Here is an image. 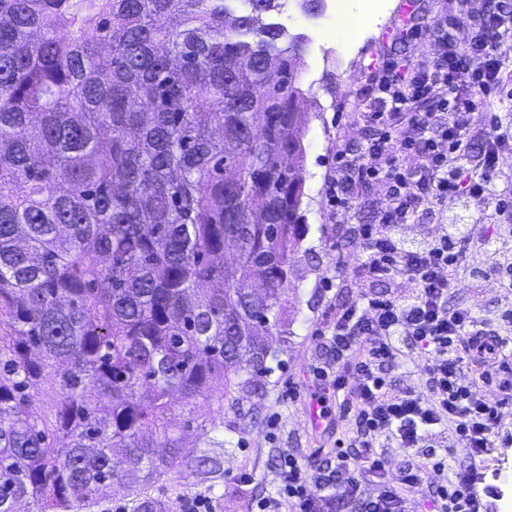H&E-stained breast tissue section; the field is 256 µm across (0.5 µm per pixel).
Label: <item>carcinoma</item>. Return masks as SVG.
<instances>
[{"label":"carcinoma","mask_w":512,"mask_h":512,"mask_svg":"<svg viewBox=\"0 0 512 512\" xmlns=\"http://www.w3.org/2000/svg\"><path fill=\"white\" fill-rule=\"evenodd\" d=\"M279 6L0 0V512H91L114 484L163 512L172 470L220 471L172 399L224 410L288 307L304 36L258 24Z\"/></svg>","instance_id":"cac0c4a2"}]
</instances>
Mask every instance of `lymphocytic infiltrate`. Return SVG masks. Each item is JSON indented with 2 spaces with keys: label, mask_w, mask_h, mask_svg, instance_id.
I'll return each instance as SVG.
<instances>
[{
  "label": "lymphocytic infiltrate",
  "mask_w": 512,
  "mask_h": 512,
  "mask_svg": "<svg viewBox=\"0 0 512 512\" xmlns=\"http://www.w3.org/2000/svg\"><path fill=\"white\" fill-rule=\"evenodd\" d=\"M481 26L482 34L433 66L390 64L370 73L380 93L378 110L367 115L379 130L370 150L384 166L364 168L361 158L343 148L329 182L328 204L335 213L352 207L348 184L359 169L378 181L387 200L377 223L354 230L362 249L356 276L363 291L358 301L337 307L322 333L336 356V368L312 365L321 390L341 398L354 418V447L337 448L335 474L351 500L361 501L363 512H404L408 493L423 483L427 469L445 466L444 457L434 456L429 467H412L393 480L386 469L385 449H441L453 440L479 457L495 445L497 405L462 379L468 360L463 342L477 335L476 321L471 307L449 306L448 293L462 258L472 252L506 250L505 234L496 228L467 239L444 229L420 246L406 238L416 214L431 209L443 196H461L479 206L492 203L500 210L512 208L511 199L496 196L490 179L499 167L503 143L497 116L488 119L478 171H464L461 164L471 148L475 96L495 91L505 69L512 10L485 12ZM474 55L483 59L477 70L468 66ZM425 102L431 105L426 112L420 109ZM405 123L416 126L418 136L394 139L395 127ZM396 278L408 288L403 297H380L367 289L372 281ZM410 354L427 361L428 394L393 384L382 374L386 363ZM352 373L358 377L353 386L348 383ZM279 468L277 490L255 499L251 512H331L328 482L309 473L288 452ZM363 474L382 483L376 498L362 500Z\"/></svg>",
  "instance_id": "1"
}]
</instances>
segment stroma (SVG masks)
<instances>
[{"instance_id":"1","label":"stroma","mask_w":512,"mask_h":512,"mask_svg":"<svg viewBox=\"0 0 512 512\" xmlns=\"http://www.w3.org/2000/svg\"><path fill=\"white\" fill-rule=\"evenodd\" d=\"M413 16L401 13L402 0H379L376 20L357 38L331 45L327 55L317 50L319 31L330 23V12L308 15L297 0H285L280 9L286 15L289 33L304 35L307 45L300 67V83L305 93V125L302 145L304 197L301 210L307 226L300 247L290 261L288 295L292 305L268 338L266 376L248 381L239 374L240 384L223 409L198 399V420L222 424L224 456L219 474L187 481L170 479L157 486L155 494L166 512H178L181 498L202 493L213 503V512H247L251 501L274 491L279 481L283 452L295 453L304 468L329 476L335 468L337 439L353 441L355 426L341 415L339 403H331L336 423L327 430H314L309 414L314 382L311 363L321 356L314 337L326 328L337 306L353 303L360 293L354 270L361 259V247L351 234L356 224H372L385 199L372 180L354 184V202L346 213L330 216L326 204L327 180L336 169V153L347 147L363 153L368 167L381 166L379 157L365 149L375 131L365 122V113L374 111L378 92L368 79L375 66L393 61L409 64L433 63L443 53L467 43L474 29L461 18L460 0H416ZM413 241H423L439 224H458L463 234L480 237L489 225L511 224L512 211L497 212L494 205L476 206L467 199L448 196L439 200L432 213L420 215ZM332 288H325V279ZM473 313L485 335L503 345L507 362L512 363V294L497 278L485 281ZM466 378L477 380L479 388L498 403L497 445L512 452V397L502 398L498 389L503 378L498 365L469 366ZM489 456L471 458L455 448L448 454L443 471H428L419 491L409 494L406 512H430L428 497L441 484L457 485L470 472H477L475 493L481 512H512V500L501 499L500 487L512 488V469L505 477L486 474Z\"/></svg>"}]
</instances>
